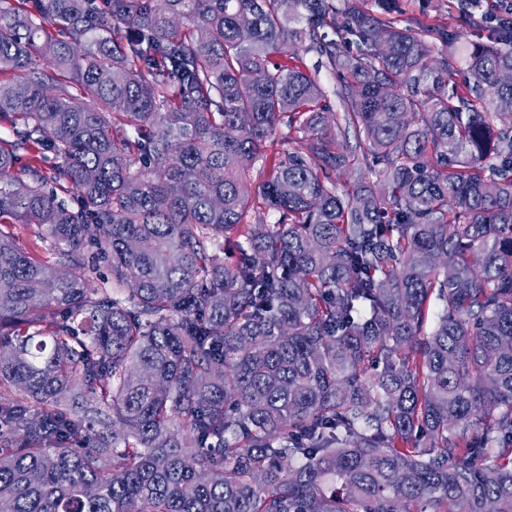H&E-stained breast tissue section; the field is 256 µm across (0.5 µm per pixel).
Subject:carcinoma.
I'll list each match as a JSON object with an SVG mask.
<instances>
[{
    "label": "carcinoma",
    "instance_id": "1",
    "mask_svg": "<svg viewBox=\"0 0 512 512\" xmlns=\"http://www.w3.org/2000/svg\"><path fill=\"white\" fill-rule=\"evenodd\" d=\"M397 13L0 0V512H512V25Z\"/></svg>",
    "mask_w": 512,
    "mask_h": 512
}]
</instances>
